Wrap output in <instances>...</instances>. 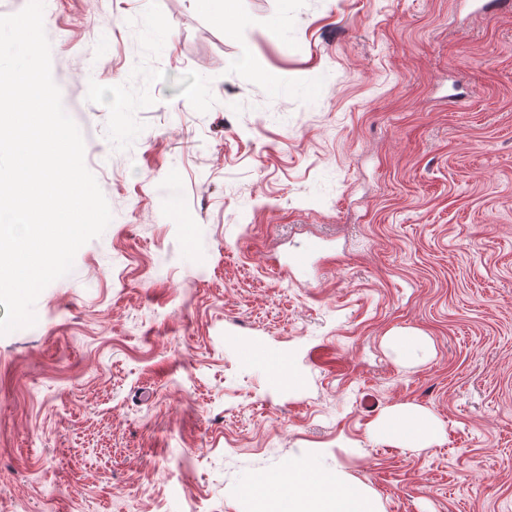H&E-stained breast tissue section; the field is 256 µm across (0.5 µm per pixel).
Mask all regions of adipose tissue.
Here are the masks:
<instances>
[{
  "mask_svg": "<svg viewBox=\"0 0 512 512\" xmlns=\"http://www.w3.org/2000/svg\"><path fill=\"white\" fill-rule=\"evenodd\" d=\"M380 433L404 447L436 438L438 427L425 410L400 406L391 409L379 424ZM257 494L272 502L274 512H376L373 500L361 489H342L338 476L298 466L257 480Z\"/></svg>",
  "mask_w": 512,
  "mask_h": 512,
  "instance_id": "adipose-tissue-1",
  "label": "adipose tissue"
}]
</instances>
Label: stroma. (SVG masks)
<instances>
[{"mask_svg":"<svg viewBox=\"0 0 512 512\" xmlns=\"http://www.w3.org/2000/svg\"><path fill=\"white\" fill-rule=\"evenodd\" d=\"M44 29L112 220L0 336V512H258L308 463L378 512H512V13L45 0ZM406 404L439 438L382 439Z\"/></svg>","mask_w":512,"mask_h":512,"instance_id":"1","label":"stroma"}]
</instances>
